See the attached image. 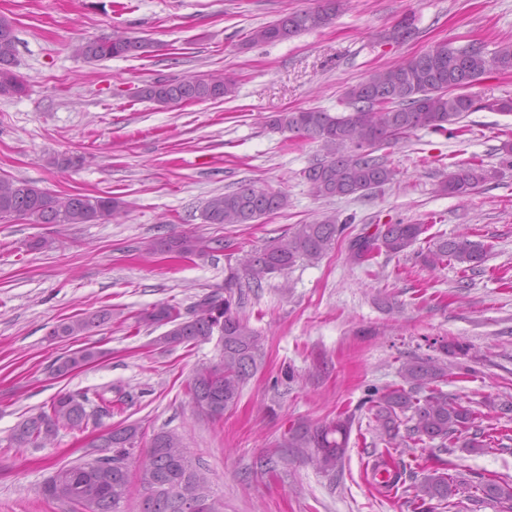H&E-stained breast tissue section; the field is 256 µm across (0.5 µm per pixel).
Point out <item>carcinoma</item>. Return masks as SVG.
Instances as JSON below:
<instances>
[{
    "mask_svg": "<svg viewBox=\"0 0 512 512\" xmlns=\"http://www.w3.org/2000/svg\"><path fill=\"white\" fill-rule=\"evenodd\" d=\"M340 0H315L307 8L283 14L279 19L255 28L248 46L288 40L304 31L322 28L336 17ZM152 42L131 35L92 38L80 41L76 55L92 63L129 56H148ZM512 72V43H502L490 55L480 44L453 48L438 43L426 52L394 67L379 70L368 78L348 86L341 104L346 114L333 115L311 108L280 112L269 126L287 131L296 139L316 142L322 155L314 157L303 171L315 196L349 197L364 194L392 182L396 170L384 147L409 138L418 129L452 135L465 114L481 107L511 113L512 100L481 103L472 89L490 67ZM16 67V37L12 22L0 17V72ZM236 81L210 74L181 79L155 80L138 91L139 97L168 108L190 103L222 100L235 92ZM494 177L482 164L465 162L441 182L440 191L454 197H466L480 184ZM288 198L281 192L257 189L245 184L235 190L210 197L201 213L206 224H252L283 209ZM117 196H90L81 193L57 196L28 181L0 178V216L17 215L31 224H98L125 210ZM345 231L333 217L309 224H297L293 230L264 248L243 256L239 267L224 279V295L209 294L183 314L167 304L143 310L139 321L147 325H171L158 338L167 346L195 344L212 336L219 337L222 355L218 363L197 368L188 382L192 403L198 415L217 421L237 404L242 386L262 363L259 336L240 316L245 298L243 289L260 286L271 274L285 271L303 260L313 263L323 257ZM428 231L425 224H377L373 233H360L348 241V258L361 266L380 254H404ZM231 247L222 238L201 241L188 235H171L149 244L181 256L218 252ZM487 247L466 236L442 238L435 248L422 255L434 269L445 261L465 265L474 275L481 273ZM112 320V310L103 308L62 320L50 336L74 339L85 336ZM100 356L92 347L68 351L53 364V372L65 376ZM469 370L459 362L448 363L431 358L405 363L401 375L407 387L373 388L365 403L378 423L381 437L391 448L373 460L370 471L376 485L392 490L404 484L405 466L393 456L398 448L430 445V453H448L464 448L481 453L492 447L506 448L512 436L483 425L482 418L461 402L448 398L438 384L448 380L453 370ZM112 417V399L103 392L58 394L46 410L22 422L13 433L18 448H39L51 441L59 428L84 430L89 420L99 424ZM353 420L339 416L321 425H301L288 431L287 447L311 448L310 459L324 472L342 466ZM143 433L136 424L104 428L94 443L97 455L68 467H62L41 486V495L49 500L70 504L79 512H124L132 492L130 468L136 469L141 498L140 512H189L187 502L201 494L208 501L206 512H224V502L212 492L209 477L200 461L192 459L181 437L161 430L142 445ZM460 482L447 472L432 470L417 483L405 488L413 512H433L436 500L444 508L454 506ZM472 502L485 498L512 503V481L492 480L475 474L470 480Z\"/></svg>",
    "mask_w": 512,
    "mask_h": 512,
    "instance_id": "1",
    "label": "carcinoma"
}]
</instances>
